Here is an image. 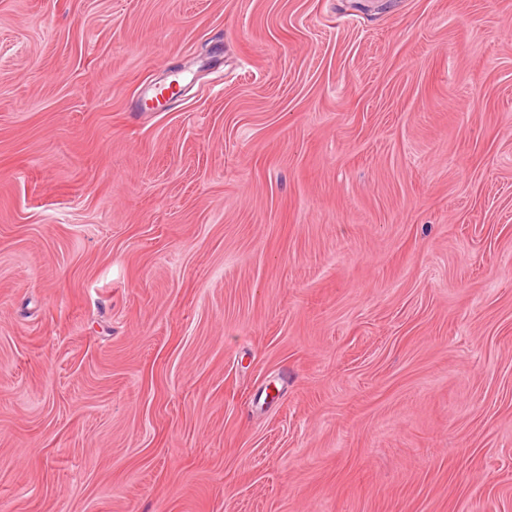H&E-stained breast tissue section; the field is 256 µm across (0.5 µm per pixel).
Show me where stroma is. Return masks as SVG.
Segmentation results:
<instances>
[{
    "instance_id": "1",
    "label": "stroma",
    "mask_w": 512,
    "mask_h": 512,
    "mask_svg": "<svg viewBox=\"0 0 512 512\" xmlns=\"http://www.w3.org/2000/svg\"><path fill=\"white\" fill-rule=\"evenodd\" d=\"M0 512H512V0H0Z\"/></svg>"
}]
</instances>
